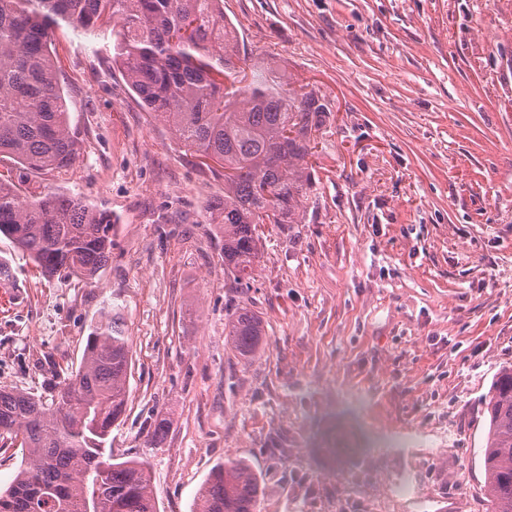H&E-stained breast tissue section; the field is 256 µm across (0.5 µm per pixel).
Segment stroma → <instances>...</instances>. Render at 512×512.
<instances>
[{
  "label": "stroma",
  "instance_id": "35a3bbf8",
  "mask_svg": "<svg viewBox=\"0 0 512 512\" xmlns=\"http://www.w3.org/2000/svg\"><path fill=\"white\" fill-rule=\"evenodd\" d=\"M248 57L329 104L297 224H262L250 288L224 272V172L184 154L106 59L51 32L80 154L21 196L112 215L95 279L47 277L0 237V389L50 401L104 306L131 346L112 454L146 461L157 512L212 469L262 480L254 512H489L485 398L512 366V0H224ZM245 306L264 342L236 356ZM167 420L160 445L154 424ZM409 495H399V486ZM224 333L235 352L244 358L257 351L263 336L259 317L245 306L228 316L224 324Z\"/></svg>",
  "mask_w": 512,
  "mask_h": 512
}]
</instances>
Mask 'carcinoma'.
Returning <instances> with one entry per match:
<instances>
[{
	"instance_id": "carcinoma-1",
	"label": "carcinoma",
	"mask_w": 512,
	"mask_h": 512,
	"mask_svg": "<svg viewBox=\"0 0 512 512\" xmlns=\"http://www.w3.org/2000/svg\"><path fill=\"white\" fill-rule=\"evenodd\" d=\"M96 33L112 26V60L143 106L172 130L184 152L224 168L216 208L224 270L249 284L259 224H297L311 187L308 158L328 104L290 88L288 75L253 65L223 0H0V155L28 172L62 170L77 138L51 52L58 21ZM0 235L45 276L93 279L112 254V217L82 197L34 193L23 201L0 179ZM235 352L253 355L261 321L240 307L224 324ZM131 354L111 306L87 336L81 363L47 404L0 389V437L19 442L23 459L0 512H156L147 464L119 461L108 447L124 414ZM483 448L494 512H512V367L491 388ZM262 489L241 461H227L199 487L196 512H253Z\"/></svg>"
}]
</instances>
